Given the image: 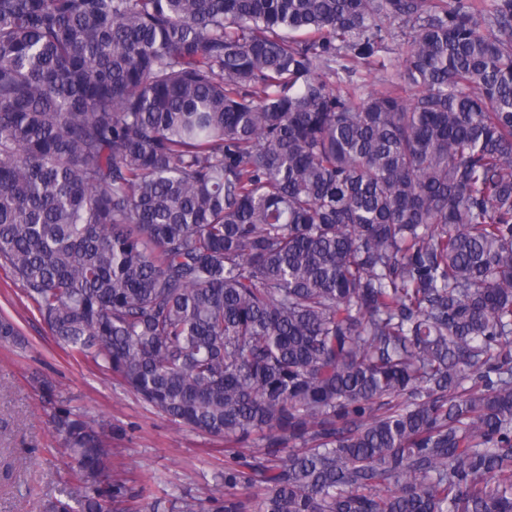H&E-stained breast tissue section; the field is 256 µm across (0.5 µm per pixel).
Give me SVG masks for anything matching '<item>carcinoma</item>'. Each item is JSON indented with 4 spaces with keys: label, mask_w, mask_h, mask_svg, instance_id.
I'll return each instance as SVG.
<instances>
[{
    "label": "carcinoma",
    "mask_w": 512,
    "mask_h": 512,
    "mask_svg": "<svg viewBox=\"0 0 512 512\" xmlns=\"http://www.w3.org/2000/svg\"><path fill=\"white\" fill-rule=\"evenodd\" d=\"M0 266L224 441L169 512H512V0H0ZM52 428L46 512H132L112 423ZM395 31L398 32L400 29L397 28ZM396 35L399 36L385 40L376 56L377 61H381L386 64L388 74L385 71L383 72L375 69L378 68V66L359 68L360 73L357 75V79L359 83L365 85V92L371 90H383L388 87L387 84H384L382 79H385V77L393 74L396 69H398L401 61V55L403 53V39L405 36H401V32H398Z\"/></svg>",
    "instance_id": "cac0c4a2"
}]
</instances>
